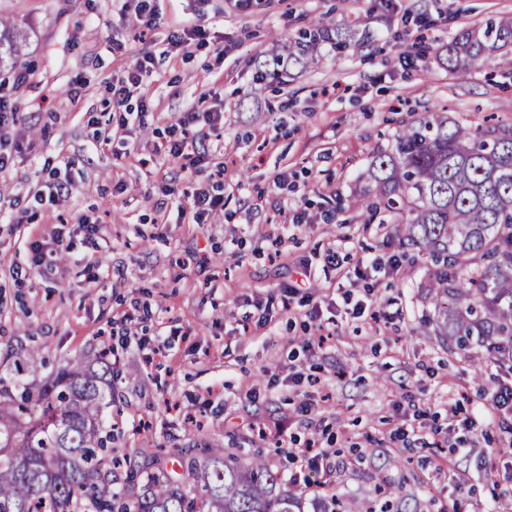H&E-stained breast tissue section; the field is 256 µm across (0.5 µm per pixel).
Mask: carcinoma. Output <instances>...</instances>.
<instances>
[{
  "mask_svg": "<svg viewBox=\"0 0 512 512\" xmlns=\"http://www.w3.org/2000/svg\"><path fill=\"white\" fill-rule=\"evenodd\" d=\"M321 22L288 46L292 65L313 58ZM26 36L0 29V71L12 69ZM448 69L470 75L491 58L512 70V16L461 30ZM366 206L383 209L401 244L435 265L428 284L435 335L466 352L476 380L485 363L512 368V126L461 125L429 113L377 153ZM39 349L15 353V376L0 375V512H301L266 459L232 461L222 448L181 459V473L155 466L160 449L140 448L129 468L136 495L112 479L118 457L103 422L112 405V364L68 362L36 380Z\"/></svg>",
  "mask_w": 512,
  "mask_h": 512,
  "instance_id": "cac0c4a2",
  "label": "carcinoma"
}]
</instances>
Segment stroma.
Returning <instances> with one entry per match:
<instances>
[{
	"mask_svg": "<svg viewBox=\"0 0 512 512\" xmlns=\"http://www.w3.org/2000/svg\"><path fill=\"white\" fill-rule=\"evenodd\" d=\"M150 4L157 26L144 32L119 0H0V21L29 36L15 69L26 83L0 72L18 144L0 214L32 215L0 222V359L39 345L44 378L111 349L114 446L135 465L138 448L258 452L303 512H320L300 479L312 440L319 484L346 512H365L381 486L393 512H512V427L488 413L512 371L492 364L473 379L428 323L429 259L393 241L389 214L356 203L376 152L425 111L512 122V70L488 60L461 79L435 56L403 59L413 40L437 49L512 15V0ZM318 20L351 27L346 47L328 40L307 67L260 75ZM193 22L202 38L168 43ZM148 54L151 75L118 104L114 87ZM141 107L143 126L120 127ZM191 108L224 114L223 130L199 132L209 162L192 173L164 152ZM219 169L224 210L211 223L160 222L169 193ZM54 180L66 187L55 197ZM306 267L309 288L289 294ZM358 299L370 314L353 316Z\"/></svg>",
	"mask_w": 512,
	"mask_h": 512,
	"instance_id": "stroma-1",
	"label": "stroma"
}]
</instances>
